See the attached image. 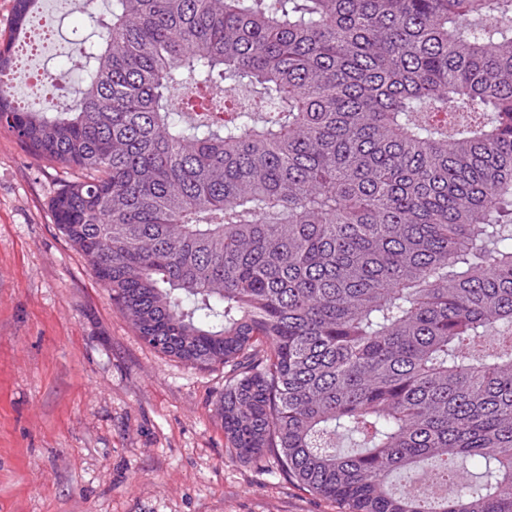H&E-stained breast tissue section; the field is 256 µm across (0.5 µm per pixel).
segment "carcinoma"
<instances>
[{"label":"carcinoma","instance_id":"cac0c4a2","mask_svg":"<svg viewBox=\"0 0 512 512\" xmlns=\"http://www.w3.org/2000/svg\"><path fill=\"white\" fill-rule=\"evenodd\" d=\"M14 2L0 128L82 173L54 224L139 336L224 366L234 453L512 512V0H85L64 112L14 100Z\"/></svg>","mask_w":512,"mask_h":512}]
</instances>
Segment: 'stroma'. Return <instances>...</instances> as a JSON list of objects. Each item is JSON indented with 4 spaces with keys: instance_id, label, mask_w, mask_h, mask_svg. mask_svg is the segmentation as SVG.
Wrapping results in <instances>:
<instances>
[{
    "instance_id": "stroma-1",
    "label": "stroma",
    "mask_w": 512,
    "mask_h": 512,
    "mask_svg": "<svg viewBox=\"0 0 512 512\" xmlns=\"http://www.w3.org/2000/svg\"><path fill=\"white\" fill-rule=\"evenodd\" d=\"M71 169L0 129V512H341L237 457L224 369L147 345L50 202Z\"/></svg>"
}]
</instances>
